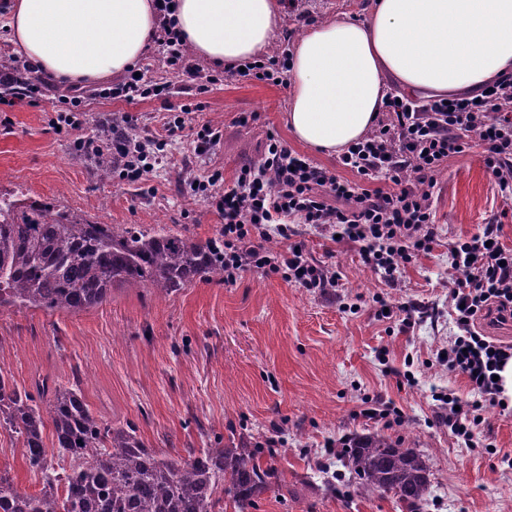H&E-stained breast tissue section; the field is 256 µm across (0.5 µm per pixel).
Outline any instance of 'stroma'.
<instances>
[{
    "mask_svg": "<svg viewBox=\"0 0 512 512\" xmlns=\"http://www.w3.org/2000/svg\"><path fill=\"white\" fill-rule=\"evenodd\" d=\"M198 95L194 125L224 127L208 161L193 158L182 136L167 161L131 184L102 178L74 137L50 127L51 107L16 102L0 125V191L61 205L76 217L154 231L167 228L203 242L218 240L222 221L200 201L181 196L182 173L220 170L232 180L256 158L268 135L350 178L333 155L312 152L290 134L288 89L235 80L216 71ZM86 129L113 112L137 113L160 131L161 101L134 105L85 94ZM241 112L257 113L247 126ZM436 237L390 287L365 266L355 246L336 243L306 224L293 225L313 259L340 274L335 295L294 286L278 274L241 273L236 283L201 281L159 297L147 290L114 293L80 313L40 309L0 311V369L19 388L51 374L79 383L90 410L115 426L136 425L153 448L177 456L241 440L262 443L260 461L273 468L276 490L254 512H407L392 494L364 495L338 480L340 442L355 435L404 439L431 470L421 512H512V412L484 413L485 438L469 448L442 420L434 392L463 399L466 378L450 373L440 353L457 331L448 278V243L504 214L501 243L512 249V202L503 199L478 152L448 160L437 175ZM393 310L377 317L380 303ZM392 408L389 418L368 416ZM0 473L17 488L39 492L40 474L26 465L21 445L0 430Z\"/></svg>",
    "mask_w": 512,
    "mask_h": 512,
    "instance_id": "1",
    "label": "stroma"
}]
</instances>
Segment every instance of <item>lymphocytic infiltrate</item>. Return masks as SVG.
I'll return each instance as SVG.
<instances>
[{"instance_id":"lymphocytic-infiltrate-1","label":"lymphocytic infiltrate","mask_w":512,"mask_h":512,"mask_svg":"<svg viewBox=\"0 0 512 512\" xmlns=\"http://www.w3.org/2000/svg\"><path fill=\"white\" fill-rule=\"evenodd\" d=\"M170 2L157 0L158 25L150 50L181 76L184 93H205L211 81L209 69L189 52ZM313 22L310 14H292L290 27L282 32L281 49L229 68L227 76L286 84L290 70L286 45L295 29ZM148 72V67L137 66L100 94L129 104L162 96L163 86L153 83ZM49 88L29 60L0 70V105L46 102ZM194 110L193 104L180 105L178 116L166 121L158 134L142 131L138 116L129 112L113 114L89 133L82 114L71 110L58 113L54 124L76 132L73 145L79 155L88 159L110 155L113 174L137 183L149 167L163 162L169 139L192 122ZM476 145L502 197L512 200V73L472 97L389 100L368 134L338 158L352 172V179L340 178L271 135L259 157L244 163L231 182H224L216 172L200 180L184 179L178 191L202 200L222 218L225 284L257 269L282 274L306 290L330 294L339 274L309 258L304 242L291 243L283 251L265 245L271 233L287 236L289 224L297 223L357 246L364 264L394 287L406 265L429 252L435 241L433 198L442 165ZM500 224V217H493L482 232L448 245L450 269L463 271L464 277L452 291L459 332L450 338L445 360L449 371L466 377L473 397L463 400L445 394L440 402L445 424L468 446L478 443L483 409L501 406L495 376L512 359L511 344L489 340L475 329L480 319L512 320V249L499 241Z\"/></svg>"}]
</instances>
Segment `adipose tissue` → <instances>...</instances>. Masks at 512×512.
<instances>
[{
    "label": "adipose tissue",
    "mask_w": 512,
    "mask_h": 512,
    "mask_svg": "<svg viewBox=\"0 0 512 512\" xmlns=\"http://www.w3.org/2000/svg\"><path fill=\"white\" fill-rule=\"evenodd\" d=\"M154 0H12L8 39L44 76L81 84L122 76L157 27ZM187 44L231 67L265 53L287 0H172ZM512 72V0H370L305 31L291 51L286 120L311 148L343 152L391 93L467 96Z\"/></svg>",
    "instance_id": "obj_1"
}]
</instances>
